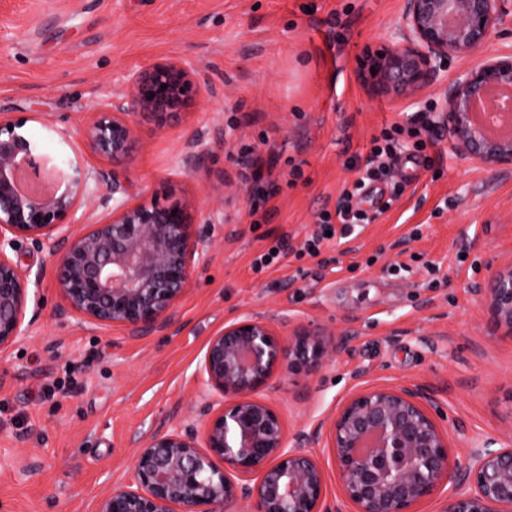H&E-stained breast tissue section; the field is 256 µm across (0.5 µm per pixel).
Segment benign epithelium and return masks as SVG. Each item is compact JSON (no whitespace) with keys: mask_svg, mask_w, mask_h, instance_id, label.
<instances>
[{"mask_svg":"<svg viewBox=\"0 0 512 512\" xmlns=\"http://www.w3.org/2000/svg\"><path fill=\"white\" fill-rule=\"evenodd\" d=\"M512 0H405L399 41L363 57L359 71L376 90L412 97L429 87L448 61L477 55L444 89L434 126L449 149L491 169H512V132L475 109L494 85H512V46L482 49ZM167 85L162 89L161 85ZM209 88L185 62L170 59L135 71L118 98L96 104L83 127L95 155L125 160L137 143L139 117L162 120ZM22 125L0 115V353L37 319L26 318L30 280L7 253L21 241L46 248L67 309L93 325L126 327L148 336L175 323L196 262L210 241L196 232L189 201L132 202L127 186L78 159L61 171L63 190L26 192L21 173L39 175L34 143ZM109 184L112 211L80 232L71 230L90 182ZM494 327L512 337V264L473 288ZM352 336L302 328L283 336L261 314L237 320L211 337L198 369L222 401H207L198 423L154 429L137 448L128 482L113 487L97 512H335L324 506V473L304 449L327 433L345 498L355 512H413L448 492L446 512H512V448L489 439L463 463L451 461L448 432L421 385L374 386L347 400L329 421L300 429L289 445L279 413L259 396L285 377L318 376L348 350Z\"/></svg>","mask_w":512,"mask_h":512,"instance_id":"obj_1","label":"benign epithelium"}]
</instances>
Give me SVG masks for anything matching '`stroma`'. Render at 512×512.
<instances>
[{
    "label": "stroma",
    "mask_w": 512,
    "mask_h": 512,
    "mask_svg": "<svg viewBox=\"0 0 512 512\" xmlns=\"http://www.w3.org/2000/svg\"><path fill=\"white\" fill-rule=\"evenodd\" d=\"M404 0H0V113L40 154L78 157L130 181L140 199L191 200L211 240L176 326L133 336L98 328L64 300L47 252L14 254L39 283L24 338L0 354V512H95L129 475L141 440L194 409L208 340L262 313L281 334L352 330L320 375L268 399L288 433L331 418L355 391L426 387L452 458L512 436V338L493 331L473 287L512 262V171L459 157L431 132L426 161L391 208L299 256L362 173L383 128L435 112L471 56L412 98L376 95L357 61L390 46ZM193 64L207 98L138 125L125 161L82 136L92 105L167 59ZM198 157L186 165L189 148ZM282 255L254 270L274 242Z\"/></svg>",
    "instance_id": "obj_1"
}]
</instances>
